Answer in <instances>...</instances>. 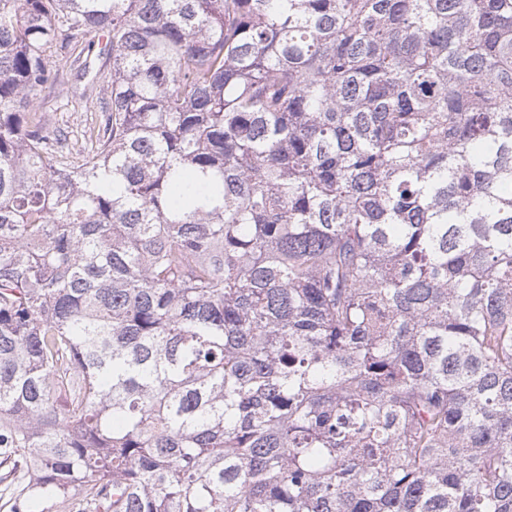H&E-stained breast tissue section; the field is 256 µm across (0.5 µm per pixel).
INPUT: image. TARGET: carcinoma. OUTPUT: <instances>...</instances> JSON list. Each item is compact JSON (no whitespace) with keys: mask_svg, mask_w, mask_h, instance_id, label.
Wrapping results in <instances>:
<instances>
[{"mask_svg":"<svg viewBox=\"0 0 512 512\" xmlns=\"http://www.w3.org/2000/svg\"><path fill=\"white\" fill-rule=\"evenodd\" d=\"M2 497L512 512V0H0ZM105 42L100 39V45L95 46L89 59L91 60L92 73L85 75L77 69H70L69 62H61V68L64 71V82L61 85L44 91L38 98L37 113H47L53 120L68 127L69 139L67 145L62 150L53 155L52 162L66 160L67 151L74 153L82 147L84 135L92 119L97 116L96 99L101 96L100 93H106V83H103L105 76H110V64L105 55L97 56L99 48H103ZM99 72L101 79L93 80V74ZM104 86V91L102 92ZM95 105V106H94Z\"/></svg>","mask_w":512,"mask_h":512,"instance_id":"cac0c4a2","label":"carcinoma"}]
</instances>
